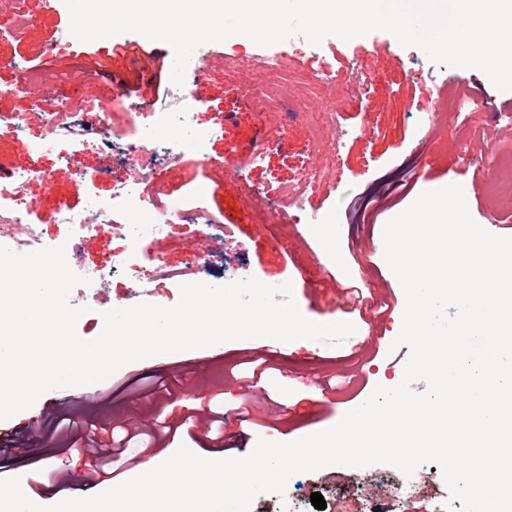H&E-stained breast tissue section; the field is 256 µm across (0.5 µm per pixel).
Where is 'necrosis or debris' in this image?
I'll return each instance as SVG.
<instances>
[{"label": "necrosis or debris", "mask_w": 512, "mask_h": 512, "mask_svg": "<svg viewBox=\"0 0 512 512\" xmlns=\"http://www.w3.org/2000/svg\"><path fill=\"white\" fill-rule=\"evenodd\" d=\"M55 104V109L41 111L40 119L56 135V141L66 144L62 158L72 166L86 150L89 139L80 127L78 113L71 110V101L59 97ZM142 118L134 139L102 141L113 154L131 162L129 177L115 183L111 196L99 199L93 209L75 210L62 205L53 212L54 223L65 229L63 241L68 253H77L81 239L93 232L126 242L124 250L113 253L109 265L95 269L76 267V274L90 280L81 289L86 299L96 298L109 279L118 274L129 279V298L134 303L141 294L187 283L189 274L200 264L199 256H190L179 268L154 256L169 225H193L195 233L204 238L224 234L221 220L203 207L169 201L157 173L159 164L168 163L174 156L172 147L179 142L178 130L192 126L193 112H146ZM3 180L9 187L0 188V245L17 252L38 250L41 232L32 220L26 188L36 181L50 182L51 174L43 169L14 170L0 165V181Z\"/></svg>", "instance_id": "1"}]
</instances>
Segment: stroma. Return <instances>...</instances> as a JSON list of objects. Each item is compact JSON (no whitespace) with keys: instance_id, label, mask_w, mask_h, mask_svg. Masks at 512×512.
I'll return each instance as SVG.
<instances>
[{"instance_id":"1","label":"stroma","mask_w":512,"mask_h":512,"mask_svg":"<svg viewBox=\"0 0 512 512\" xmlns=\"http://www.w3.org/2000/svg\"><path fill=\"white\" fill-rule=\"evenodd\" d=\"M69 25L62 2L37 11L31 0H9L0 13V113L28 115L27 135L15 137L0 126V163L50 171L49 184L35 182L27 188L44 244L63 235L52 221L56 207L89 208L96 198L111 195L114 177L123 173L111 154L89 148L79 157L84 170H112L89 186L54 151L38 155L30 150L29 137L45 133L36 103L47 91L75 99L92 88L111 103L104 122L111 132L127 130L141 112H180L190 106L194 127L216 131L206 147L213 162L203 165L197 153L180 148L161 174L163 185L176 203L193 201L196 188L205 186L201 205L223 221L228 234L206 242L186 225H170L158 252L161 260L179 267L192 255H210L203 281L218 286L223 270L214 260L230 255L244 277L275 287L292 283L306 318L323 324L349 321L356 332L338 347L256 338L157 355L81 387L78 396L67 397L62 389L45 393L29 409L0 421V447L11 450L4 461L7 474L27 484L33 472H40L39 505L98 493L80 484L61 490L55 486L51 466L60 463L62 454L54 436L70 405H79L87 417L108 416L119 423L156 411H173L189 420L200 402L220 401L229 407L248 394L266 413L268 425L242 423L231 413L224 420L225 447L246 455L260 438L291 442L330 428L376 386L398 385L409 348L393 347L392 342L401 331L406 300L384 260L382 233L422 192L462 185L475 222L492 234L512 236V183L491 180L498 164L512 166V91L497 90L481 70L464 74L456 67L436 66L421 49L402 46L385 31L347 42L335 36L317 46L306 42L301 53L277 65L271 62L275 47L237 35L200 46L179 87L170 80L174 55L168 44L134 33L130 39L138 51L124 54L114 51L110 37L91 42L64 37ZM17 60L54 74L55 83H36L17 92ZM297 73L305 74L307 82L297 91L295 105L270 108L268 88ZM350 84L356 88L351 99L345 94ZM477 87L495 100V110L474 108L470 95ZM438 98L460 102L461 111L448 112L446 121H439L431 110ZM327 111L335 113L337 125L317 152L308 124ZM425 151L434 156V165H422ZM306 167L317 170L320 183L305 198L295 222L281 224L264 215L267 200L295 194ZM315 211L332 216L329 228L308 223V214ZM352 285L364 295L358 312L346 296ZM68 301L83 308L76 331L91 340L104 328L102 312L128 306V283L118 275L96 299L73 292ZM255 359L268 363L257 380L249 366ZM138 376L177 378L185 389L167 401L120 390L122 381ZM187 428L173 447L146 454V462L170 457L177 445L195 453L214 452L203 424L189 420ZM315 492L324 497L325 512H340L346 492L356 502L367 493L378 495L385 512H438L439 501L450 497L441 477L427 478L420 493L410 497L403 473L392 465H334L295 474L284 495L257 496L251 512H316L310 501Z\"/></svg>"}]
</instances>
